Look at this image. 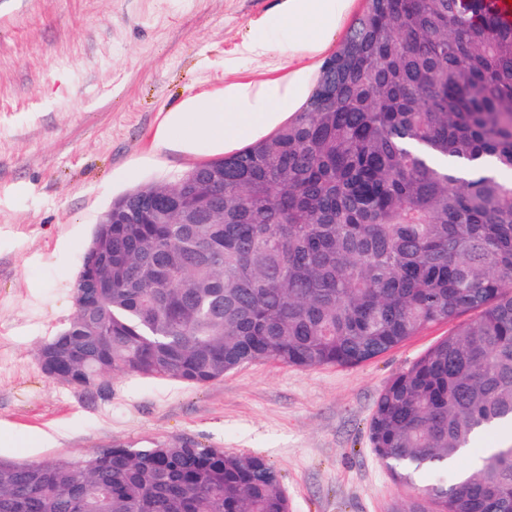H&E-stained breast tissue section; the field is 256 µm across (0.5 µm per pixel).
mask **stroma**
<instances>
[{
  "mask_svg": "<svg viewBox=\"0 0 512 512\" xmlns=\"http://www.w3.org/2000/svg\"><path fill=\"white\" fill-rule=\"evenodd\" d=\"M282 0H0V457L81 462L187 439L265 458L289 512H393L410 492L373 451L386 384L454 331L431 327L354 367L245 364L204 386L121 371L100 397L47 377L39 348L76 313L82 257L113 199L213 159L157 151L168 109L231 81L287 80Z\"/></svg>",
  "mask_w": 512,
  "mask_h": 512,
  "instance_id": "1",
  "label": "stroma"
}]
</instances>
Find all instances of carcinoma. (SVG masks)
Masks as SVG:
<instances>
[{"label":"carcinoma","instance_id":"obj_1","mask_svg":"<svg viewBox=\"0 0 512 512\" xmlns=\"http://www.w3.org/2000/svg\"><path fill=\"white\" fill-rule=\"evenodd\" d=\"M307 101L224 156V216L117 197L110 288L42 349L82 367L206 386L257 361L354 366L477 317L382 390L375 454L408 512H512V25L485 0H364ZM433 482L419 486L423 472ZM0 512H289L276 468L188 441L82 463L0 459Z\"/></svg>","mask_w":512,"mask_h":512}]
</instances>
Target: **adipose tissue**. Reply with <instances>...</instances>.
<instances>
[{
  "mask_svg": "<svg viewBox=\"0 0 512 512\" xmlns=\"http://www.w3.org/2000/svg\"><path fill=\"white\" fill-rule=\"evenodd\" d=\"M354 0H284L282 9L266 25L288 34V54L302 64L291 71L287 82H230L223 95H194L170 109L155 137L157 150L193 153L201 143L218 151L236 147L245 138L268 135L284 123L290 108L301 105L314 81L311 59L327 47Z\"/></svg>",
  "mask_w": 512,
  "mask_h": 512,
  "instance_id": "adipose-tissue-1",
  "label": "adipose tissue"
}]
</instances>
